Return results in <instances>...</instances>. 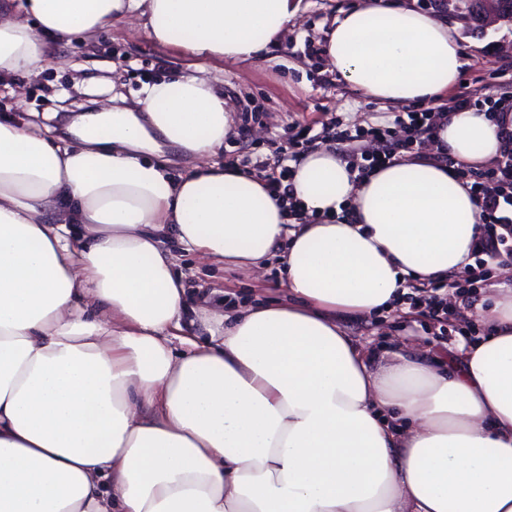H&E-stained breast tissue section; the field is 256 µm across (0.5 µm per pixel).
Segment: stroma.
<instances>
[{
  "instance_id": "stroma-1",
  "label": "stroma",
  "mask_w": 512,
  "mask_h": 512,
  "mask_svg": "<svg viewBox=\"0 0 512 512\" xmlns=\"http://www.w3.org/2000/svg\"><path fill=\"white\" fill-rule=\"evenodd\" d=\"M362 0H302L301 11L287 35L265 57L248 65H225L224 96L237 116L247 117L243 142L225 146L220 159L234 166L242 158L259 162L271 157L275 146L288 145L298 132H306L314 146L324 144L323 131L331 123L355 128L392 123L395 112L415 111L360 94L331 69L324 56L326 35L335 13ZM425 10L440 9L455 27L465 47L459 83L451 97L469 93L487 101L512 99V21L483 26L470 14L456 9L455 0H416ZM57 58L37 77L0 75V116L20 121L32 112H58L68 98L66 88L81 83L84 111H93V99L118 94L134 101L147 83L176 76L185 68L178 55L136 37L116 24L93 38L76 36L56 47ZM176 272L186 283L189 308L243 302L272 301L278 297L282 266L269 260L259 274L231 265L203 262L195 255L175 253ZM344 326L370 349L393 351L417 344L434 355L447 354L457 344L471 340L484 329L479 318L450 319L447 327L397 310L373 318L348 319Z\"/></svg>"
}]
</instances>
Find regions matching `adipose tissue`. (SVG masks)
<instances>
[{"instance_id":"1","label":"adipose tissue","mask_w":512,"mask_h":512,"mask_svg":"<svg viewBox=\"0 0 512 512\" xmlns=\"http://www.w3.org/2000/svg\"><path fill=\"white\" fill-rule=\"evenodd\" d=\"M301 2L0 0V74L39 76L52 44L118 22L189 61L135 108L64 115L72 145L0 118V512H512V286L441 361L404 346L377 365L339 323L472 264L479 207L454 170L363 176L317 147L285 203L217 160L235 114L209 66L257 62ZM324 53L407 104L445 96L462 47L435 12L363 0ZM504 130L512 110L459 109L437 141L475 166ZM171 237L245 269L283 251L281 299L187 334Z\"/></svg>"}]
</instances>
